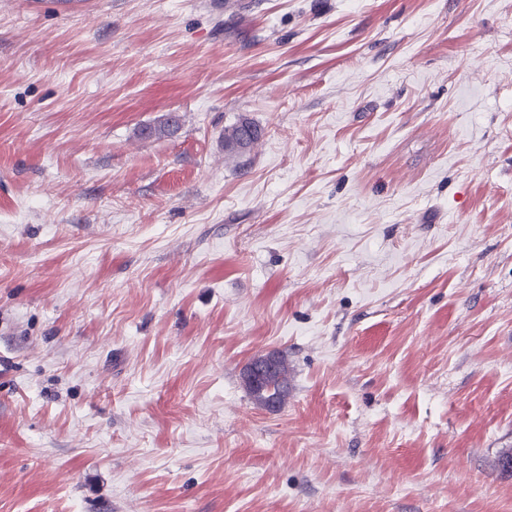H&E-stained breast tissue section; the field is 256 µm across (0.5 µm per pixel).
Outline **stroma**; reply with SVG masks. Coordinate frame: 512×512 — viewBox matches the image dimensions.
Returning a JSON list of instances; mask_svg holds the SVG:
<instances>
[{"label": "stroma", "mask_w": 512, "mask_h": 512, "mask_svg": "<svg viewBox=\"0 0 512 512\" xmlns=\"http://www.w3.org/2000/svg\"><path fill=\"white\" fill-rule=\"evenodd\" d=\"M505 448L512 0H0V512H512ZM261 136V129L252 122L243 119L224 129V151L231 156H240ZM278 357L270 351L262 355H258L254 357L250 363L258 360L261 357V361L257 364H248L247 368L244 370V378L246 381L256 384L260 379V382L254 386L250 383H247L244 378V384L249 392L253 401L261 407L269 408L268 403L273 401L276 407L280 408L287 396H288V388L290 385V369L288 367V358L283 353L277 352ZM276 363V367L273 370V367ZM270 373L262 376L264 371H271ZM262 376V377H261ZM270 407L273 404L269 403Z\"/></svg>", "instance_id": "stroma-1"}]
</instances>
